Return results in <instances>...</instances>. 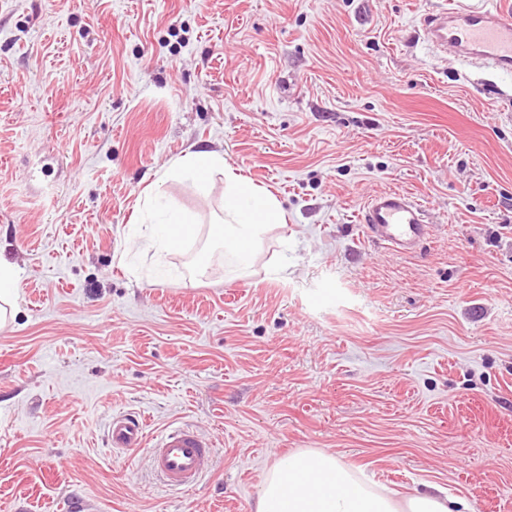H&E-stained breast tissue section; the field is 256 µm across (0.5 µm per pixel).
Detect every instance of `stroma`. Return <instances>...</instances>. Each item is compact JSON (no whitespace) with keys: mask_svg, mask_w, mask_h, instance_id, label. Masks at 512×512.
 Segmentation results:
<instances>
[{"mask_svg":"<svg viewBox=\"0 0 512 512\" xmlns=\"http://www.w3.org/2000/svg\"><path fill=\"white\" fill-rule=\"evenodd\" d=\"M452 2L0 0V512H254L306 448L512 512V74L425 46ZM200 147L286 213L249 276L209 247L223 173L161 177ZM389 189L429 210L415 254L363 235ZM150 192L201 221L157 279ZM120 412L212 470L164 487ZM20 278L18 270L11 264L0 261V327L8 316H14L15 301L18 297ZM108 441L117 450L146 447L143 421L128 413L113 416L108 428Z\"/></svg>","mask_w":512,"mask_h":512,"instance_id":"obj_1","label":"stroma"}]
</instances>
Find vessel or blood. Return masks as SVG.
I'll return each instance as SVG.
<instances>
[{
	"label": "vessel or blood",
	"mask_w": 512,
	"mask_h": 512,
	"mask_svg": "<svg viewBox=\"0 0 512 512\" xmlns=\"http://www.w3.org/2000/svg\"><path fill=\"white\" fill-rule=\"evenodd\" d=\"M423 40L434 51H452L459 59L496 72H512V10L483 0H456L453 7L427 14ZM361 226L372 241L412 254L428 238L425 206L394 190L371 196L361 210ZM108 441L117 450L146 448L153 475L179 491L194 488L214 465V445L190 425L171 426L147 441L142 420L128 413L113 416Z\"/></svg>",
	"instance_id": "obj_1"
}]
</instances>
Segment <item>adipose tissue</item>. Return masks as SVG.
<instances>
[{
  "mask_svg": "<svg viewBox=\"0 0 512 512\" xmlns=\"http://www.w3.org/2000/svg\"><path fill=\"white\" fill-rule=\"evenodd\" d=\"M219 169L224 172L225 221L214 225L212 236L224 250L230 274L239 277L251 270L264 235L284 223L285 212L273 194L226 168L223 156L213 151L187 152L167 174L203 185ZM154 227L161 256L182 250L200 230L195 216L179 209L157 212ZM458 506V500L431 492L393 498L334 452L307 449L284 455L267 469L255 512H459Z\"/></svg>",
  "mask_w": 512,
  "mask_h": 512,
  "instance_id": "adipose-tissue-1",
  "label": "adipose tissue"
}]
</instances>
